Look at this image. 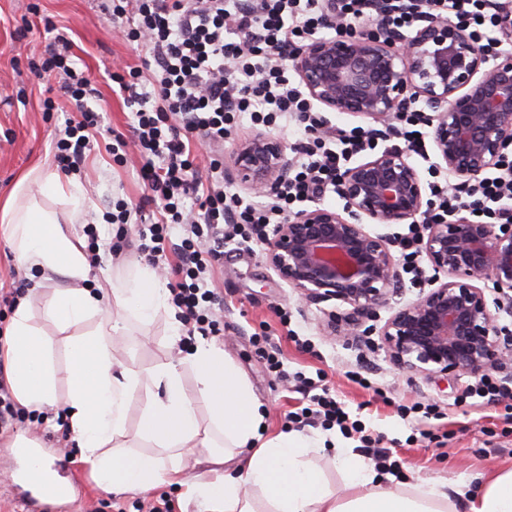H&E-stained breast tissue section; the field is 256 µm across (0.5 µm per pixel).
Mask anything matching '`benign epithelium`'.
Wrapping results in <instances>:
<instances>
[{"label": "benign epithelium", "mask_w": 512, "mask_h": 512, "mask_svg": "<svg viewBox=\"0 0 512 512\" xmlns=\"http://www.w3.org/2000/svg\"><path fill=\"white\" fill-rule=\"evenodd\" d=\"M338 29L289 50L288 61L309 100L338 112L389 125L416 106L429 113L438 169L457 184L479 181L512 145V54L490 58L465 26L430 12L414 34L380 18L353 25L325 15ZM287 145L263 132L233 151L224 170L232 183L273 194L288 180ZM336 194L343 209L314 206L274 225L265 257L301 300H336L329 335L360 342L361 328L391 314L377 348L412 374L478 378L512 366V343L501 339V304L490 308L480 282L511 299L512 219L489 224L465 209L425 227L421 253L445 279L417 299L391 305L401 285L394 238L367 224H419L432 202L409 151L391 145L344 170Z\"/></svg>", "instance_id": "7a95c632"}]
</instances>
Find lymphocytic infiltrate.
Instances as JSON below:
<instances>
[{"label":"lymphocytic infiltrate","instance_id":"lymphocytic-infiltrate-1","mask_svg":"<svg viewBox=\"0 0 512 512\" xmlns=\"http://www.w3.org/2000/svg\"><path fill=\"white\" fill-rule=\"evenodd\" d=\"M112 19H128L126 36L145 52L143 68L113 72L112 81L125 104L132 106L131 135L117 132L106 151L134 145L142 161L145 194L140 204L116 202L104 213L118 225L114 255L124 249V226L142 223L146 207L155 220L150 238L137 249L152 263L169 262L170 301L186 335L220 337L224 329L214 315L218 294L211 289L215 265L228 236L242 244L264 242L270 225L282 223L297 202L335 191L341 164L370 147L369 130L326 127L322 116L295 86L286 68L288 49L303 39L323 36L325 0H111ZM438 10L464 25L489 54L512 47V0H438ZM383 11L396 30H410L424 21L420 0H336V11L352 23ZM69 43L57 38L42 68L60 76L61 89L77 110L66 119L55 142L58 167L79 173L86 153L98 141V115L88 99L97 97L89 76L76 70ZM253 122L277 125L292 119L303 123L307 141L295 144L299 159L288 182L272 202L260 204L224 189L223 145L238 114ZM439 209L447 214L465 204L490 216L512 211V158L490 177L469 187H440ZM180 225V242L168 234ZM308 404L289 413L290 423L358 433L376 468L391 472L396 464L379 438L364 433L321 381L297 371L292 375Z\"/></svg>","mask_w":512,"mask_h":512}]
</instances>
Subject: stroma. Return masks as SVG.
Wrapping results in <instances>:
<instances>
[{"label":"stroma","instance_id":"stroma-1","mask_svg":"<svg viewBox=\"0 0 512 512\" xmlns=\"http://www.w3.org/2000/svg\"><path fill=\"white\" fill-rule=\"evenodd\" d=\"M104 5V0H0V202L29 169L53 162L55 135L72 108L58 78L37 71L55 34L68 39L76 67L95 82L102 128L128 132L132 110L113 94L111 74L128 65H142L144 54L127 39L123 24L112 21ZM48 99L55 101V111H45ZM140 167L138 155H128L126 163L118 165L105 150H93L78 176L93 207L83 221L69 224V232L82 237L83 222L92 221L101 240L113 237L114 226L102 218L104 208L120 199L138 203L144 191ZM214 285L224 298V335L216 344L246 374L263 404L265 437L290 430L287 414L298 403L287 381L269 370L267 357L272 354L287 371L325 374L351 419L360 420L367 431L380 436L382 447L392 451L399 463L396 482L471 485L478 477L512 466V435L504 421V405L468 397L470 378L412 375L394 367L381 349L328 335L326 314L337 309V301L300 302L266 262L264 247L247 250L225 243ZM56 286V281L37 276L26 294L33 304L34 322L47 339L57 389L63 394L69 334L45 315V304ZM283 311L288 314L284 323L279 320ZM169 323L163 312L147 323L128 318L125 335L117 339L119 361L142 372L164 360L168 352L190 350L192 340H173ZM265 334L272 343L263 347L257 339ZM351 370L367 371L373 389L351 382L347 377ZM415 402L438 406L440 418L402 419L398 405ZM19 429L50 448L78 477L81 487L71 512H113L112 494L96 486L75 442L63 436L58 424L25 419Z\"/></svg>","mask_w":512,"mask_h":512}]
</instances>
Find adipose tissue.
<instances>
[{
    "mask_svg": "<svg viewBox=\"0 0 512 512\" xmlns=\"http://www.w3.org/2000/svg\"><path fill=\"white\" fill-rule=\"evenodd\" d=\"M41 185L40 196L29 191ZM86 214L88 199L77 179L61 178L38 165L22 176L0 204V223L17 265L25 271L66 279L47 301L45 313L60 329L78 328L104 314H133L147 321L170 311L168 288L156 271L138 266L132 279L89 285L91 266L82 243L60 225L51 202ZM0 359L16 402L45 412L64 404L70 432L96 485L112 494L144 493L168 484L181 489L182 505L196 512H512V468L482 479L477 487L424 481L393 489L390 474L363 458L335 451L345 475V494L330 490L309 462L325 452L324 440L291 430L266 439L265 414L251 384L223 350L198 342L187 354L141 374L118 364L104 328L68 341L67 393L59 395L47 342L33 322L31 303L18 301L4 332ZM192 368L196 395L188 397L183 371ZM148 398L140 434L170 458L133 453L116 445L125 432L127 409L139 391ZM210 408L212 429L222 431L223 449L203 436L195 403ZM192 463L194 476L184 474Z\"/></svg>",
    "mask_w": 512,
    "mask_h": 512,
    "instance_id": "ef3b65f1",
    "label": "adipose tissue"
}]
</instances>
